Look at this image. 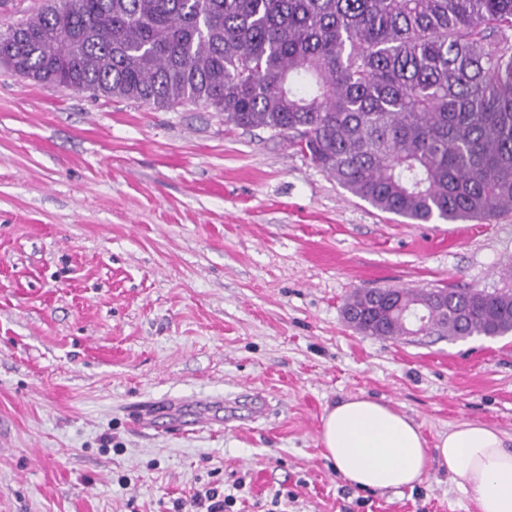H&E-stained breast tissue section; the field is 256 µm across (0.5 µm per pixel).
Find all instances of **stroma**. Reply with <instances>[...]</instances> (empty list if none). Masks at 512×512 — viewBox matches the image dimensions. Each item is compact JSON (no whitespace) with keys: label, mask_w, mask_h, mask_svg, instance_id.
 Returning a JSON list of instances; mask_svg holds the SVG:
<instances>
[{"label":"stroma","mask_w":512,"mask_h":512,"mask_svg":"<svg viewBox=\"0 0 512 512\" xmlns=\"http://www.w3.org/2000/svg\"><path fill=\"white\" fill-rule=\"evenodd\" d=\"M510 266L512 212L417 224L210 106L0 66V512H182L208 488L233 512H476L436 465L352 487L319 437L362 395L428 445L469 420L512 448V333L385 339L343 317L358 288L491 291Z\"/></svg>","instance_id":"stroma-1"}]
</instances>
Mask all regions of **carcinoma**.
Returning <instances> with one entry per match:
<instances>
[{"mask_svg": "<svg viewBox=\"0 0 512 512\" xmlns=\"http://www.w3.org/2000/svg\"><path fill=\"white\" fill-rule=\"evenodd\" d=\"M0 64L96 96L206 103L418 223L512 210V0H50L0 34ZM343 316L380 338L503 336L512 289L358 288Z\"/></svg>", "mask_w": 512, "mask_h": 512, "instance_id": "cac0c4a2", "label": "carcinoma"}]
</instances>
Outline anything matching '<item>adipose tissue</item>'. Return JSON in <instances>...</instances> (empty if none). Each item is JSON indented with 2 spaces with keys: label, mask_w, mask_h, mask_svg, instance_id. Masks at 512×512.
<instances>
[{
  "label": "adipose tissue",
  "mask_w": 512,
  "mask_h": 512,
  "mask_svg": "<svg viewBox=\"0 0 512 512\" xmlns=\"http://www.w3.org/2000/svg\"><path fill=\"white\" fill-rule=\"evenodd\" d=\"M320 443L351 485L375 491L411 487L435 462L462 480L477 512H512V448L494 426L461 421L431 447L406 414L351 396L326 408Z\"/></svg>",
  "instance_id": "adipose-tissue-1"
}]
</instances>
